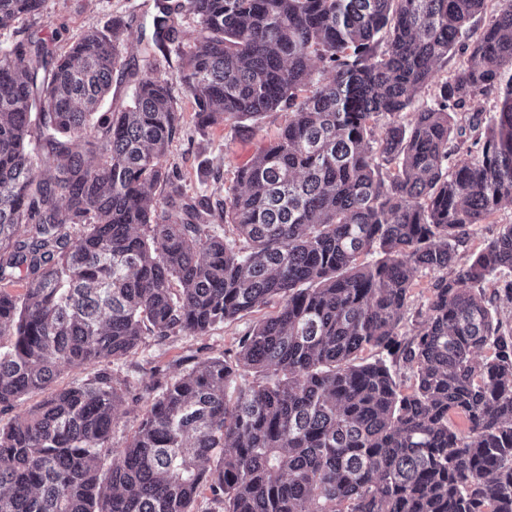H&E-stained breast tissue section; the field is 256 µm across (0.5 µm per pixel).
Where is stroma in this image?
I'll return each mask as SVG.
<instances>
[{
	"label": "stroma",
	"instance_id": "35a3bbf8",
	"mask_svg": "<svg viewBox=\"0 0 512 512\" xmlns=\"http://www.w3.org/2000/svg\"><path fill=\"white\" fill-rule=\"evenodd\" d=\"M152 5L153 0H44L39 19H22L13 27L0 30V48L8 47L28 33L41 29L63 27L72 35L88 28L103 27L113 17L120 16L127 23L121 58L139 65L143 62L141 30L149 24ZM157 68L168 80L171 92L182 108L180 128L167 154L168 167L181 176L188 194L224 196L234 181L237 169L251 157L261 142L272 137L285 124L287 113H267L258 120L256 133L249 138L237 134L227 123L199 130L177 63H169L161 58L157 61ZM276 309V304H269L261 310L224 322L203 336L182 334L163 340L150 337L135 353L114 362L112 371L115 377L129 381L135 386L136 392L124 397L112 428L113 447H124L133 435L148 405L147 388L156 377H174L202 358L234 349L239 339L262 316Z\"/></svg>",
	"mask_w": 512,
	"mask_h": 512
}]
</instances>
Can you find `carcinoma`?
Listing matches in <instances>:
<instances>
[{"label":"carcinoma","mask_w":512,"mask_h":512,"mask_svg":"<svg viewBox=\"0 0 512 512\" xmlns=\"http://www.w3.org/2000/svg\"><path fill=\"white\" fill-rule=\"evenodd\" d=\"M42 4L0 0V30ZM156 8L115 110L121 19L0 49V414L44 394L0 424V512H195L204 487L223 512H512V224L446 273L470 226L512 208V0ZM183 12L200 127L288 112L214 202L165 164L180 107L155 61ZM422 269L426 315L400 341ZM273 299L234 354L150 388L123 448L112 370L51 388Z\"/></svg>","instance_id":"cac0c4a2"}]
</instances>
